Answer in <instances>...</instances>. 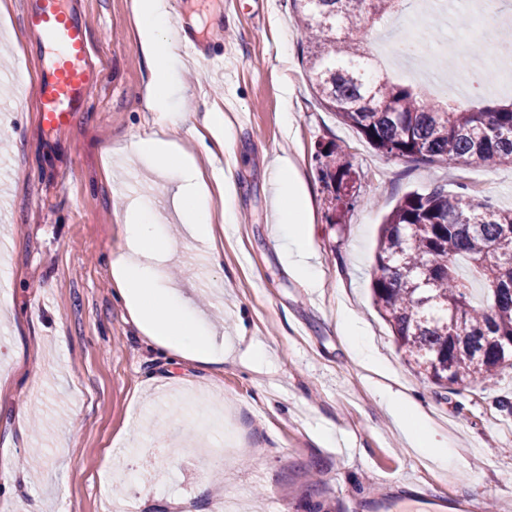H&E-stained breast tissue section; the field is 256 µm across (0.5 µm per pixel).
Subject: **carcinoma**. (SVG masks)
I'll list each match as a JSON object with an SVG mask.
<instances>
[{
    "label": "carcinoma",
    "mask_w": 512,
    "mask_h": 512,
    "mask_svg": "<svg viewBox=\"0 0 512 512\" xmlns=\"http://www.w3.org/2000/svg\"><path fill=\"white\" fill-rule=\"evenodd\" d=\"M306 34L320 103L388 157L429 163L512 164V102L435 100L369 66L374 24L402 0H291ZM341 212L354 205L343 150L317 154ZM464 257L484 279L483 300L461 278ZM372 292L376 309L417 373L438 386L470 384L506 367L512 346V209H490L443 185L404 195L381 224Z\"/></svg>",
    "instance_id": "carcinoma-1"
}]
</instances>
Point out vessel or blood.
Here are the masks:
<instances>
[{"mask_svg":"<svg viewBox=\"0 0 512 512\" xmlns=\"http://www.w3.org/2000/svg\"><path fill=\"white\" fill-rule=\"evenodd\" d=\"M25 25L47 43L51 57L35 84L39 117L46 128L67 125L73 113L83 111L89 93L100 85L102 73L92 59L88 26L76 20L62 0H26ZM182 55L201 59L214 69H223V59L211 56L207 44L190 29H183Z\"/></svg>","mask_w":512,"mask_h":512,"instance_id":"1","label":"vessel or blood"}]
</instances>
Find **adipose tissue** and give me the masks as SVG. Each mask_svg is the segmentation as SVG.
Listing matches in <instances>:
<instances>
[{"label": "adipose tissue", "mask_w": 512, "mask_h": 512, "mask_svg": "<svg viewBox=\"0 0 512 512\" xmlns=\"http://www.w3.org/2000/svg\"><path fill=\"white\" fill-rule=\"evenodd\" d=\"M133 10L140 49L155 73L145 92V105L162 121L181 127L182 118L173 116L170 107L172 75L178 61V36L169 24L165 0H133ZM131 150L136 155L151 158L158 171L174 172L173 203L185 234L205 243L211 262H219L222 252L218 242L224 235L225 223L233 219V208L225 206L221 215H214L211 188L193 153L176 141L156 135L138 139L132 143ZM276 193L279 231L286 244L288 262L308 287H316L318 271L304 231L309 213L308 198L292 164H283ZM156 221V215L138 204H129L125 210L123 246L113 253L111 260L114 294L126 306L138 330L153 343L193 363L221 370L223 343L187 310L180 292L170 285L159 264L161 258L172 253L173 247L156 236ZM386 403L396 420L406 422V436L415 448L441 466H459L454 442L438 438L435 428L425 418H414V410L408 402L392 393Z\"/></svg>", "instance_id": "obj_1"}]
</instances>
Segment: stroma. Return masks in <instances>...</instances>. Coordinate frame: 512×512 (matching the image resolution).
<instances>
[{
  "mask_svg": "<svg viewBox=\"0 0 512 512\" xmlns=\"http://www.w3.org/2000/svg\"><path fill=\"white\" fill-rule=\"evenodd\" d=\"M24 0L0 13V240L7 265L0 310V371L41 361L0 400V443L11 444L17 483L0 493V512H214L218 496L238 512H366L367 499L418 487L466 495L481 507L512 505V368L467 388H441L418 376L398 351L372 300L380 224L405 194L437 185L466 191L491 208H512V164L442 165L394 159L373 149L320 105L290 0H179L184 19L224 57V73L185 59L172 101L185 123L176 138L200 167L231 174L235 220L224 227L221 265L202 266L186 247L171 210L173 184L142 161L120 180L104 175L115 150L161 133L143 95L152 72L141 53L132 0H69L89 27L104 81L69 125L44 129L30 85L47 55L22 22ZM499 20L459 25L454 9L435 13L404 0L369 37L409 50L392 61L393 81L432 92L445 77L448 42L467 50V97L508 100L493 84L476 86L486 52L512 55L500 42L512 0ZM223 17L214 29V17ZM220 112L224 152L193 137L206 113ZM336 142L348 148L357 202L331 223L330 194L315 159ZM290 160L308 192L309 244L320 269L306 287L288 268L273 236L276 158ZM146 197L158 232L176 241L169 277L232 346L221 371L159 347L133 325L113 292L111 253L122 242L121 199ZM363 325L375 364H363L340 328L344 314ZM267 360L250 368L248 350ZM414 402L439 436L465 458L440 469L395 427L383 392ZM333 432L335 445L320 435Z\"/></svg>",
  "mask_w": 512,
  "mask_h": 512,
  "instance_id": "35a3bbf8",
  "label": "stroma"
}]
</instances>
